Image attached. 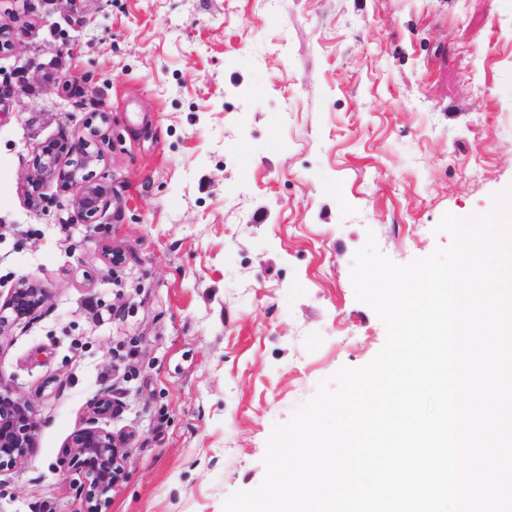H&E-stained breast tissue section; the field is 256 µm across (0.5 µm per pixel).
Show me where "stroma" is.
Instances as JSON below:
<instances>
[{"mask_svg": "<svg viewBox=\"0 0 512 512\" xmlns=\"http://www.w3.org/2000/svg\"><path fill=\"white\" fill-rule=\"evenodd\" d=\"M0 28V302L50 291L0 336L39 420L0 512H223L273 427L383 346L367 236L408 263L512 187V0H0ZM101 112L89 224L26 177ZM104 389L132 454L97 501L65 444ZM49 299V290L28 276L20 277L0 305V335L4 327L31 319ZM10 315H4L5 313Z\"/></svg>", "mask_w": 512, "mask_h": 512, "instance_id": "1", "label": "stroma"}]
</instances>
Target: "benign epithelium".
<instances>
[{
    "mask_svg": "<svg viewBox=\"0 0 512 512\" xmlns=\"http://www.w3.org/2000/svg\"><path fill=\"white\" fill-rule=\"evenodd\" d=\"M100 129L89 126V132L59 147H46L38 155L27 176V183L37 188L58 178L77 188L75 205L92 220L107 208L109 191L94 178V168L103 160L96 138ZM68 157V165L62 158ZM49 299V290L28 277H20L0 305V331L31 318ZM112 392L100 393L92 406L89 426L78 430L68 447L74 456L94 466L83 473L87 496L95 498L112 490L124 473L131 446L125 438L97 426L98 420L112 415ZM38 421L31 403L0 381V473L27 461L34 446Z\"/></svg>",
    "mask_w": 512,
    "mask_h": 512,
    "instance_id": "7a95c632",
    "label": "benign epithelium"
}]
</instances>
